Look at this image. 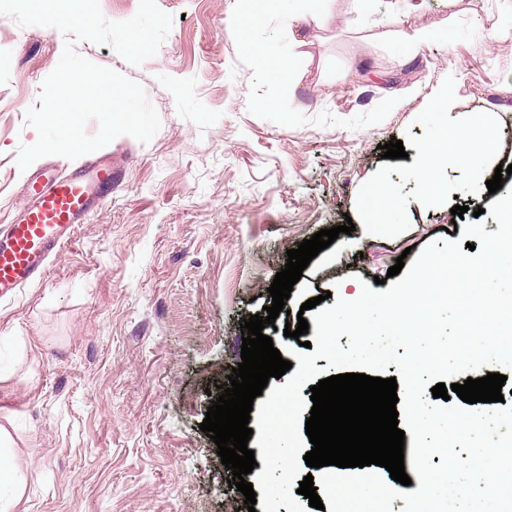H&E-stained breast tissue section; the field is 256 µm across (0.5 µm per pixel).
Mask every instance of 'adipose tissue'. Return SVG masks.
Segmentation results:
<instances>
[{"label":"adipose tissue","mask_w":512,"mask_h":512,"mask_svg":"<svg viewBox=\"0 0 512 512\" xmlns=\"http://www.w3.org/2000/svg\"><path fill=\"white\" fill-rule=\"evenodd\" d=\"M425 121L431 135L415 152L412 166L422 200L429 204L447 201L444 174L453 167L467 169L475 189L484 190L493 172L491 161L495 153L486 113L462 118L455 112L448 91L441 89L430 98ZM16 456L15 441L0 425V512H16L26 500L27 481L15 464Z\"/></svg>","instance_id":"ef3b65f1"}]
</instances>
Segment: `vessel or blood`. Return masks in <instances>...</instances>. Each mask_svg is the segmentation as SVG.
Segmentation results:
<instances>
[{"label":"vessel or blood","mask_w":512,"mask_h":512,"mask_svg":"<svg viewBox=\"0 0 512 512\" xmlns=\"http://www.w3.org/2000/svg\"><path fill=\"white\" fill-rule=\"evenodd\" d=\"M116 177L111 153L59 173L45 165L25 182L26 200L0 226V299L43 280L50 263L71 243Z\"/></svg>","instance_id":"vessel-or-blood-1"}]
</instances>
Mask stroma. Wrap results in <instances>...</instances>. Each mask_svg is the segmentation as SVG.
Instances as JSON below:
<instances>
[{
    "label": "stroma",
    "mask_w": 512,
    "mask_h": 512,
    "mask_svg": "<svg viewBox=\"0 0 512 512\" xmlns=\"http://www.w3.org/2000/svg\"><path fill=\"white\" fill-rule=\"evenodd\" d=\"M157 4L173 27L142 65L106 45L76 48L142 84L159 132L112 141L118 185L44 280L0 300V408L28 512H227L229 474L199 425L288 250L348 219L376 221L363 244L339 234L309 263L270 337L308 299L332 306L340 283H373L402 252L458 240L449 205L422 203L409 157L444 84L457 112L491 113L495 160L512 164V0H330L307 15L298 48L269 0ZM253 13L263 23L242 30ZM271 40L293 56L297 85L255 73L247 44ZM63 43L0 15V219L21 206L18 149L38 139L25 112ZM394 138L406 157H383ZM448 185L465 223L497 230L466 170ZM393 205L401 221L384 223Z\"/></svg>",
    "instance_id": "35a3bbf8"
}]
</instances>
